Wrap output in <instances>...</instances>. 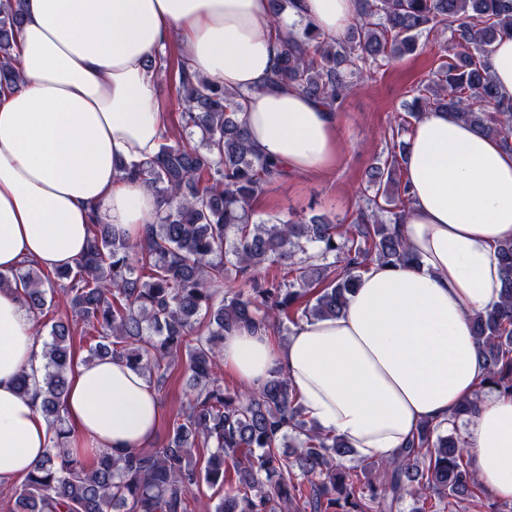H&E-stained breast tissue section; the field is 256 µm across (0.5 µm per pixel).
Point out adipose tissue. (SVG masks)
<instances>
[{"label": "adipose tissue", "instance_id": "adipose-tissue-1", "mask_svg": "<svg viewBox=\"0 0 512 512\" xmlns=\"http://www.w3.org/2000/svg\"><path fill=\"white\" fill-rule=\"evenodd\" d=\"M296 3L275 26L268 0H24L20 79L0 89V272L73 266L97 220L140 240L159 200L129 172L156 156L168 130L145 61L172 41L190 72L246 94L249 140L281 170L331 171L336 113L264 83L280 50L275 29L304 19L339 37L360 0ZM408 141L400 233L414 262L369 266L339 317L302 321L286 343L226 335L224 371L251 388L283 371L307 420L359 459L398 454L422 423L448 424L476 398L465 417L470 468L486 493L512 500V396H475L484 368L471 324L501 300L496 246L512 238V149L445 111L426 112ZM42 352L20 294L0 291V480L25 478L48 445ZM64 414L71 447L118 455L155 439L162 407L124 363L79 360Z\"/></svg>", "mask_w": 512, "mask_h": 512}]
</instances>
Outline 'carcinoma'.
<instances>
[{"label": "carcinoma", "instance_id": "obj_1", "mask_svg": "<svg viewBox=\"0 0 512 512\" xmlns=\"http://www.w3.org/2000/svg\"><path fill=\"white\" fill-rule=\"evenodd\" d=\"M269 2L283 46L270 87L296 88L334 112L365 71L415 53L421 37L449 27L443 61L405 104L397 133L441 110L512 147V98L499 94L489 65L492 45L512 37V0H360L359 21L336 39L309 22L279 31L295 0ZM22 18V0L0 2V84L17 79L12 50ZM177 70V110L190 138L162 144L130 172L161 199L144 240L96 222L75 266L46 276L31 264L0 272V290L23 284L33 320L46 316L58 290L70 312L51 323L45 343L41 411L50 446L14 488V512H194L193 502L201 512H336L340 504L342 512H393L406 495L414 512H427L476 496L481 488L456 426L472 400L451 427L425 423L399 455L362 461L379 478L357 485L343 465L351 447L306 420L283 374L259 389L230 388L215 374L225 334L337 317L368 264L413 260L396 229L408 205L400 181L408 143L394 142L370 169L375 194L351 224L297 213L253 224L251 201L279 174L249 142L246 97L190 74L182 60ZM497 254L501 301L472 324L485 367L480 388L512 395V238ZM257 268L267 269L261 279L251 275ZM232 273L241 286L226 291ZM78 343L89 361L124 362L159 389L182 370L186 398L162 442L122 457L67 447L63 404ZM200 448L207 454L196 459ZM205 487L216 493L202 500Z\"/></svg>", "mask_w": 512, "mask_h": 512}]
</instances>
